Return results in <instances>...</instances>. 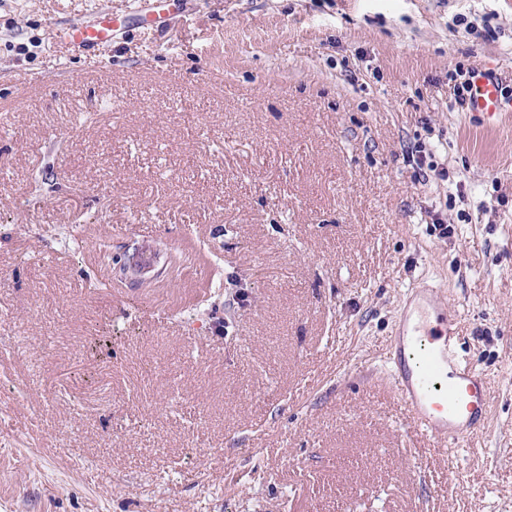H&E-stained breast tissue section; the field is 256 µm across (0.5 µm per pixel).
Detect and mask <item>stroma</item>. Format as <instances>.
I'll use <instances>...</instances> for the list:
<instances>
[{"mask_svg": "<svg viewBox=\"0 0 512 512\" xmlns=\"http://www.w3.org/2000/svg\"><path fill=\"white\" fill-rule=\"evenodd\" d=\"M108 2L98 58L99 0H0V512H512V107L450 106L512 87V0ZM415 286L467 449L391 383ZM117 26L112 12L103 7L92 23L70 20L63 29L65 46L72 51L96 55L112 45L113 32ZM476 87L479 91L474 98L472 113L475 116L486 115L488 117L498 114L501 99L495 82L480 77L476 80ZM394 337L395 388L414 427L432 447L464 448L485 427L489 387L458 354V323L433 288H412ZM439 385V388H436Z\"/></svg>", "mask_w": 512, "mask_h": 512, "instance_id": "stroma-1", "label": "stroma"}]
</instances>
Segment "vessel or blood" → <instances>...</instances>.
Listing matches in <instances>:
<instances>
[{
	"label": "vessel or blood",
	"instance_id": "vessel-or-blood-1",
	"mask_svg": "<svg viewBox=\"0 0 512 512\" xmlns=\"http://www.w3.org/2000/svg\"><path fill=\"white\" fill-rule=\"evenodd\" d=\"M116 26L111 11L100 9L94 22H68L65 45L72 51L96 54L111 46ZM476 86L474 115L495 116L501 105L495 82L481 77ZM410 295L394 338L395 388L414 427L432 446L467 447L485 427L488 383L482 372L460 358L458 324L448 318L439 292L414 288Z\"/></svg>",
	"mask_w": 512,
	"mask_h": 512
}]
</instances>
